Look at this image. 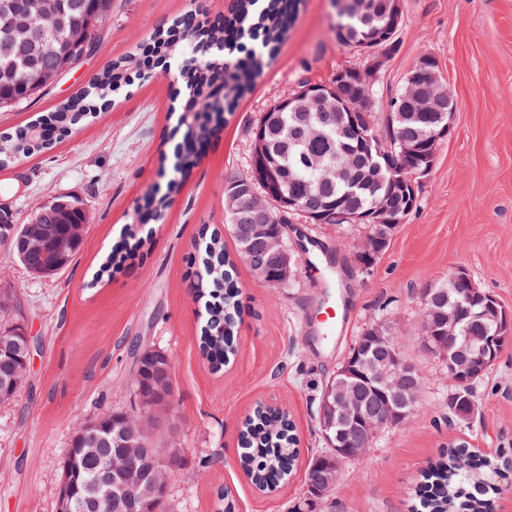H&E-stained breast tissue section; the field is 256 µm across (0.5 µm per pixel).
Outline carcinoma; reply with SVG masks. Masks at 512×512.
<instances>
[{
    "label": "carcinoma",
    "instance_id": "1",
    "mask_svg": "<svg viewBox=\"0 0 512 512\" xmlns=\"http://www.w3.org/2000/svg\"><path fill=\"white\" fill-rule=\"evenodd\" d=\"M388 0H371V14L367 17L346 14L336 17L345 25L349 34L339 44L354 49L375 42L377 29L387 21ZM302 0H233L230 14L217 26L208 29L200 25L197 16L190 13L175 19L180 31L177 38L158 34L166 42L168 59L179 67V81L184 94L195 101H209L215 94L219 82H224V106L211 108L207 122L197 123L182 112L177 117V128L183 131L182 139L173 148L174 168L181 176H187L197 164L193 143L205 140L219 132L224 126V114L233 111L237 101L250 91L254 78L260 76L267 61L272 59L284 41L288 28L293 24ZM59 11L64 13L65 23L47 32V37L58 43L71 41L72 31L79 29L88 43L99 47L101 34L112 14V0H57ZM16 66L17 80L0 85V109H14L28 105L42 91L30 89L29 68L35 66L53 70L59 65L56 59L45 62H30L28 56L18 51L9 56L0 55V67L8 61ZM142 61L132 54L104 68L76 96L61 103L56 112L47 119H36L0 137V167L9 166L20 157H28L52 148L60 139L68 136L84 122L107 111L116 102L115 95L133 85L134 76L141 73ZM438 112H417L404 122L395 125L389 141L378 147L397 153V140L402 137H429L437 124ZM297 125V116L284 106L271 105L266 115L260 117L250 129V137L260 139L270 151L278 153L276 160L265 163L264 176L271 190L274 204L284 197L297 199L305 208H318L323 204L342 200L345 207L359 214L367 212L375 196L387 192L388 185L375 172L367 159L360 160L356 169L357 186L349 187L336 180L324 181L318 168H304L298 155H314L320 165L336 168L347 162L351 154H365L368 140L380 141L382 133L374 129L343 127L336 123L328 136L302 143L296 151L288 149V140ZM180 182L169 183L167 192L146 195L141 209L154 220L164 219L171 194L178 191ZM24 225H17V237L0 245L25 268L34 273L58 274L67 269L81 251L83 241H78L68 256L54 266H48L42 254H29L24 250L22 232ZM143 246L138 231L125 228L112 252L94 274L91 284H96L104 275H112L119 268L120 258L138 251ZM238 257L262 281L269 280L276 272L274 260L262 243H251L247 253ZM197 288L202 297L209 299L207 317L200 330L199 350L215 372H220L235 355V335L241 314L239 290L236 286V264L224 247V237L216 229L203 235L198 250ZM455 295L433 304L426 314L431 331L443 324L442 315L453 307ZM26 334L12 331L0 335L15 347L6 356L0 353V375L17 365L23 356ZM358 355L374 361H382L390 355L387 346L367 344V336L360 335L355 341ZM166 353L150 348L139 352L136 362L133 388L153 394L159 400L173 395V374L167 372ZM364 411L374 419L384 414L385 398L370 384H364L360 392ZM137 411H116L98 418L102 431L97 435L74 433L72 447L77 470L61 468L60 479L70 483H84L96 470L97 461L82 459L81 448H107L114 454L119 443L125 441V419L135 418ZM296 428L289 419L270 416L265 410L252 414V419L242 426L239 436L238 462L251 484L261 493L279 488L292 475L300 456L299 444L295 440ZM467 457V471L459 475L456 462ZM336 459L333 448L313 458L308 466L305 485L317 488L325 485L334 474ZM503 462L469 454L466 448H449L446 453L423 473L424 480L414 497L411 512H483L484 497L488 488L501 475Z\"/></svg>",
    "mask_w": 512,
    "mask_h": 512
}]
</instances>
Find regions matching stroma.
Wrapping results in <instances>:
<instances>
[{
    "label": "stroma",
    "instance_id": "1",
    "mask_svg": "<svg viewBox=\"0 0 512 512\" xmlns=\"http://www.w3.org/2000/svg\"><path fill=\"white\" fill-rule=\"evenodd\" d=\"M230 0H112V16L95 56L42 97L0 111V131L50 116L108 64L147 43L181 13L225 12ZM331 0H304L300 13L252 90L226 113L198 162L170 198L162 223L141 220L137 203L165 189L179 136L171 112L172 73L152 69L110 112L55 143L0 169V207L17 223L50 197L80 202L91 217L72 266L53 277L31 275L0 247V332L25 324L35 343L27 376L0 404V512H57L54 485L78 423L130 410L133 350L150 347L173 360L168 422L181 457L166 512H222L230 492L235 512H293L305 473L324 445L315 411L324 379L369 323L403 329L399 344L424 373L421 406L409 422L382 429L372 447L340 469L335 493L316 512H409L421 472L442 448L465 443L480 454L512 455V348L473 386L468 419L448 411L451 383L412 331L418 293L464 268L477 285L512 310V0H404L399 49L380 71L375 109L399 94L424 54L439 62L456 103L454 133L419 189V207L367 270L353 261L362 236L354 224H289L296 243L317 244L298 260L290 282L270 286L238 264L242 312L238 353L224 372L201 357L204 316L195 277L202 227L223 229L224 185L248 167L249 127L300 83H324L337 70L361 66L359 51L330 31ZM149 242L112 277L90 287V275L124 225ZM336 332L325 335L327 310ZM260 401L283 404L301 438L298 465L275 494L256 492L237 465L243 417Z\"/></svg>",
    "mask_w": 512,
    "mask_h": 512
}]
</instances>
